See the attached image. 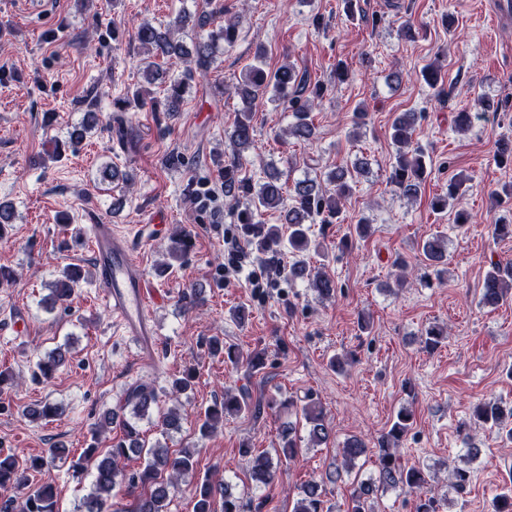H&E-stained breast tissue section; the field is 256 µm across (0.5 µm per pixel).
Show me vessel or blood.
I'll list each match as a JSON object with an SVG mask.
<instances>
[{
  "mask_svg": "<svg viewBox=\"0 0 512 512\" xmlns=\"http://www.w3.org/2000/svg\"><path fill=\"white\" fill-rule=\"evenodd\" d=\"M98 269L97 293L122 335L140 347L143 363L155 359L156 326L150 313L154 294L136 257L137 235L101 221L85 225Z\"/></svg>",
  "mask_w": 512,
  "mask_h": 512,
  "instance_id": "b4317fda",
  "label": "vessel or blood"
}]
</instances>
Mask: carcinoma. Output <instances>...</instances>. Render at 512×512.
<instances>
[{
    "label": "carcinoma",
    "mask_w": 512,
    "mask_h": 512,
    "mask_svg": "<svg viewBox=\"0 0 512 512\" xmlns=\"http://www.w3.org/2000/svg\"><path fill=\"white\" fill-rule=\"evenodd\" d=\"M193 20L192 28L197 30V39L193 49L188 50L174 39L175 31L185 27L188 20ZM140 45L151 48L156 55L191 60L201 70H207L217 59L220 49L231 47L235 43L236 24L230 20L218 25L210 14L202 12L192 17L188 12L178 15L168 25L165 32H160L149 22L142 23L136 32ZM265 52L257 50L254 63L243 78L234 86L235 93L247 104V109L240 113L228 140L233 149L246 147L254 142L252 111L259 103L272 102L285 111L292 113L294 121L286 133L297 140L308 142L315 135V126L310 119L314 100L324 96V85L311 83L309 77L299 72L292 64L282 65L273 72L265 68ZM192 70L170 78V96L163 105L155 98L146 99L135 96L134 103L140 108L149 107L152 112H176L180 98L188 92V79ZM424 83L435 87L443 82L444 74L438 64H429L420 71ZM418 112H402L391 124V139L398 147L395 164L392 166L390 181L406 198L417 197L426 180L425 154L413 142V134L420 121ZM97 113L88 111L79 123L68 132L67 143L75 148L82 143L86 134L97 125ZM495 160L500 165H512V137L502 136L496 146ZM369 173L366 158L356 160L350 165L338 166L320 181L306 176L293 182L290 197H284L280 184L281 172L277 169L265 172L266 180L255 183L242 174L240 156L236 155L230 163L224 165V198L238 201L247 198L251 208L237 215V223L247 241L260 251L277 252L283 245L291 248L296 256L288 268L292 279H305L318 299H328L337 291L336 283L324 272L315 270L300 259V253L306 251L311 239L310 224L318 221L333 224L341 214L342 202L352 194L355 179ZM465 190L463 182L451 180L443 194L434 196L430 201L431 209L442 213L448 209V202L462 199ZM276 210L280 212L283 223L287 224L288 235H283L282 226L265 224L264 214ZM422 254L428 261L432 273H426L421 280L431 284V276H441L447 261V249L443 236L437 235L425 240L421 246ZM83 280L80 268L68 266L52 282L50 295L44 299L46 307L54 309L58 302L68 300L75 287ZM512 298V259L490 264L483 283L480 303L496 307ZM426 348L437 349L448 338L447 329L433 324L422 332ZM209 350L217 355L224 354V362L238 364L237 350L224 347L223 341L215 337L210 341ZM69 363L68 347L63 345L48 353L36 362L33 378L49 380ZM158 403L155 390L146 383H137L129 387L123 403L117 410H107L100 417L99 424L109 427L119 423L122 436L113 441L111 448L105 452L97 446L90 445L84 449L82 461L93 470L92 490L83 497L79 512H112V498L120 492L134 496L131 507L126 512H166L171 493L175 492L182 478L194 473L197 467L195 452L188 448L172 451L161 445L151 448L145 445L143 435L136 423L124 416L125 409L132 410L135 417L142 418L149 414ZM262 405L255 404L248 390L244 387L236 391L224 392V399L214 403L204 412L200 426V435L208 436L226 416H238L251 412L261 414ZM58 404L46 401L27 408L26 413L32 420H42L59 415ZM301 415L309 426V439L315 445L328 441L330 433L325 422L323 409L309 401L301 406ZM474 423L497 430L501 439L512 443V405L506 406L497 401L477 404L472 411ZM415 423V414L409 407L401 408L385 436L378 440V448L373 452L376 475L357 483L351 494L349 512H376L374 497L378 492L399 488L414 495L415 512H440V500L424 490L427 484V472L430 467L417 462L410 466L402 463L399 447L403 438ZM283 444L281 452L284 457L293 459L299 450L297 428L291 422L283 423L281 431ZM369 451L367 443L358 437L349 438L342 448L344 471L326 474V479L311 480L303 484L293 512H331L325 507L326 483H335L342 479V473L350 474L356 468V461ZM69 449L56 445L49 449V458L34 457L19 464L13 454L0 452V491L7 493L27 485L29 471H38L48 464V460L68 456ZM240 453L247 458L250 478L256 486H270L277 478V466L271 456L256 451L248 446L240 448ZM133 456L144 460L142 467L127 473L124 461ZM472 470L469 467L455 466L450 472L449 487L457 493L463 492L471 482ZM194 501L193 512H216L214 504L222 501V512H251L250 504L236 496L227 483L210 477L198 481L192 488ZM0 512H59L56 492L50 484L35 485L28 489L21 503L8 498L0 503ZM491 512H512V485L505 486L491 500Z\"/></svg>",
    "instance_id": "carcinoma-1"
}]
</instances>
